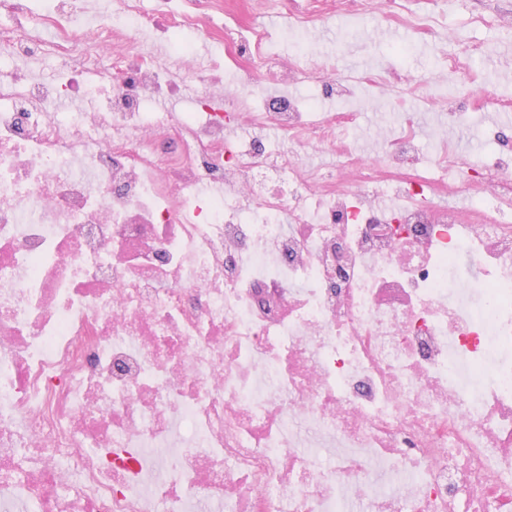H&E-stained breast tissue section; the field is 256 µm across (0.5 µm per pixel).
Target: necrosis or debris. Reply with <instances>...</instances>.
<instances>
[{
	"label": "necrosis or debris",
	"mask_w": 512,
	"mask_h": 512,
	"mask_svg": "<svg viewBox=\"0 0 512 512\" xmlns=\"http://www.w3.org/2000/svg\"><path fill=\"white\" fill-rule=\"evenodd\" d=\"M22 11L0 0V512H512V153L467 165L491 206L440 215L446 159L410 115L381 170L335 143L357 113L328 116L327 179L307 142L263 138L296 137L291 99L261 84L211 113L191 51L194 117H155L139 35L188 16L118 0L106 69L70 0ZM43 54L83 86L18 79ZM319 72L302 53L280 79L349 96ZM114 80L102 110L55 111ZM303 160L309 167L321 169L323 172L336 167V155L328 148L319 145L306 147Z\"/></svg>",
	"instance_id": "obj_1"
}]
</instances>
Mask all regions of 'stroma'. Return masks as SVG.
Listing matches in <instances>:
<instances>
[{"label": "stroma", "mask_w": 512, "mask_h": 512, "mask_svg": "<svg viewBox=\"0 0 512 512\" xmlns=\"http://www.w3.org/2000/svg\"><path fill=\"white\" fill-rule=\"evenodd\" d=\"M407 11L428 15L433 30L420 37L409 25L381 26L376 18L380 0H368L356 9L351 0H140L145 12L165 10L193 14L199 26L209 28L210 38H195V54L208 72L223 77L229 62L225 32L236 38L262 31V53L284 59L299 42H306L320 64L334 68L337 77L347 78L363 70L381 73L389 88L360 85L345 103L324 100L316 103L313 119L353 109L361 114L357 126L342 132L362 159L382 167L386 146L380 131L392 125L396 103H404L417 114L416 133L422 152L433 156L450 152L480 158L489 132H498L502 147H512V0H402ZM308 18L303 37L288 30L291 16ZM485 17L482 25L472 24ZM182 34L173 42L146 41L167 71L172 91L161 98L156 112L161 117H182L191 111L200 91L198 83L184 72L180 57ZM481 55H471V47ZM460 58L464 70L452 79L439 76L442 58ZM469 113L460 127L449 124V108Z\"/></svg>", "instance_id": "35a3bbf8"}]
</instances>
